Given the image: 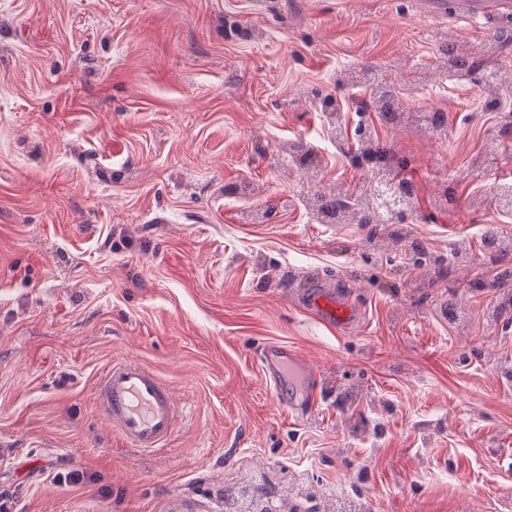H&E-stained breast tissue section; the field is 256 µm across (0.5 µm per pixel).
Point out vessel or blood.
I'll return each mask as SVG.
<instances>
[{
    "instance_id": "b4317fda",
    "label": "vessel or blood",
    "mask_w": 512,
    "mask_h": 512,
    "mask_svg": "<svg viewBox=\"0 0 512 512\" xmlns=\"http://www.w3.org/2000/svg\"><path fill=\"white\" fill-rule=\"evenodd\" d=\"M455 15L472 20L512 18V0H450ZM303 305L330 327L351 328L359 309L336 289L317 285L302 296ZM263 378L289 415L310 417L321 400L320 375L294 348L277 342L262 345L259 353ZM102 416L130 446L145 452L164 451L184 414L165 381L136 361H119L105 370L97 385Z\"/></svg>"
}]
</instances>
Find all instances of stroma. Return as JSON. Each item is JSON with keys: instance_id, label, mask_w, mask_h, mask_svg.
<instances>
[{"instance_id": "obj_1", "label": "stroma", "mask_w": 512, "mask_h": 512, "mask_svg": "<svg viewBox=\"0 0 512 512\" xmlns=\"http://www.w3.org/2000/svg\"><path fill=\"white\" fill-rule=\"evenodd\" d=\"M487 58L512 92V21L475 25L426 0H0V512H224L267 484L277 512H512V296L481 256L512 137L449 82L444 43ZM372 64L434 136L361 111L341 71ZM374 129L417 199L410 239L473 260L435 276L408 245L322 224L309 187L357 194L368 171L325 124ZM300 141L310 155L282 151ZM347 292L340 331L300 305ZM463 307L449 321L447 301ZM320 372L292 418L263 343ZM145 362L187 410L167 450L120 440L94 405L102 372Z\"/></svg>"}]
</instances>
